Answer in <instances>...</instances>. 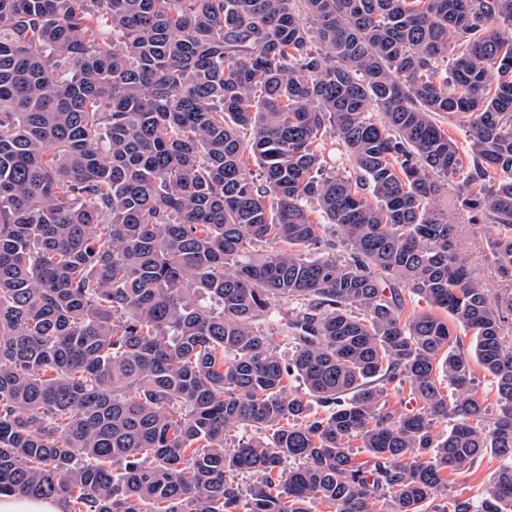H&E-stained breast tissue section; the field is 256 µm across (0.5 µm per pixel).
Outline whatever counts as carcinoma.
I'll return each mask as SVG.
<instances>
[{
    "label": "carcinoma",
    "mask_w": 512,
    "mask_h": 512,
    "mask_svg": "<svg viewBox=\"0 0 512 512\" xmlns=\"http://www.w3.org/2000/svg\"><path fill=\"white\" fill-rule=\"evenodd\" d=\"M498 19L512 0H0V496L512 512L504 316L438 207L440 176L460 178L512 273ZM442 115L469 129L468 157ZM329 138L352 172H327ZM402 288L472 343L404 316ZM274 304L291 307L286 361L256 328ZM475 364L491 419L442 391ZM389 384L421 406L390 408ZM236 428L252 436L225 447ZM487 453L502 465L484 499L448 500V470ZM474 380L471 383L469 390L472 395L484 401V405L488 407L489 418L497 415L498 410L495 405V394L493 388L492 378L484 374V372L475 365Z\"/></svg>",
    "instance_id": "1"
}]
</instances>
